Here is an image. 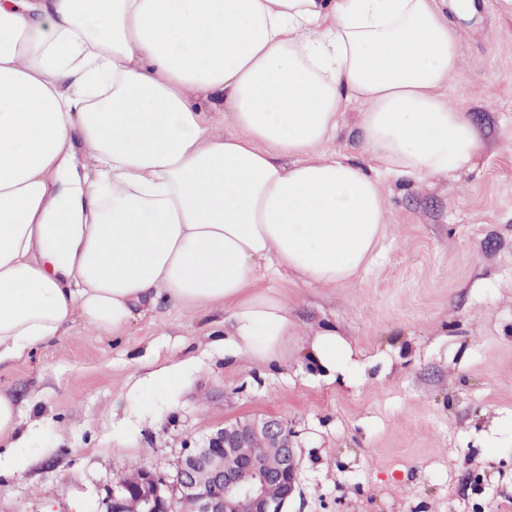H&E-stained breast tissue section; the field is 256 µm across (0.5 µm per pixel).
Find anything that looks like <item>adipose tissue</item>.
Listing matches in <instances>:
<instances>
[{
    "label": "adipose tissue",
    "mask_w": 512,
    "mask_h": 512,
    "mask_svg": "<svg viewBox=\"0 0 512 512\" xmlns=\"http://www.w3.org/2000/svg\"><path fill=\"white\" fill-rule=\"evenodd\" d=\"M458 60L436 0H0V367L162 303L223 308L225 360H285L298 324L260 272L352 280L385 233L382 180L483 150L443 96ZM353 99L366 164L325 149ZM303 354L349 384L335 327ZM32 440L0 390V477L23 476Z\"/></svg>",
    "instance_id": "obj_1"
}]
</instances>
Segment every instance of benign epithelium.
Here are the masks:
<instances>
[{
    "instance_id": "1",
    "label": "benign epithelium",
    "mask_w": 512,
    "mask_h": 512,
    "mask_svg": "<svg viewBox=\"0 0 512 512\" xmlns=\"http://www.w3.org/2000/svg\"><path fill=\"white\" fill-rule=\"evenodd\" d=\"M298 459L287 425L272 415L224 423L184 449L173 474L145 467L119 490H109L103 512H284L297 489Z\"/></svg>"
}]
</instances>
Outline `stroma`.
<instances>
[{
    "mask_svg": "<svg viewBox=\"0 0 512 512\" xmlns=\"http://www.w3.org/2000/svg\"><path fill=\"white\" fill-rule=\"evenodd\" d=\"M459 65L446 99L483 130L474 166L382 181L386 234L353 281L283 293L298 335L281 364H228L207 337L216 311L163 304L123 335L75 325L0 371L49 454L0 480V512H101L132 465L172 474L224 422L281 418L299 461L285 512H512V0L452 17ZM347 103L339 151L367 160ZM332 324L351 343L349 386L311 378L298 352ZM199 358L176 392L118 407L149 354Z\"/></svg>",
    "mask_w": 512,
    "mask_h": 512,
    "instance_id": "obj_1",
    "label": "stroma"
}]
</instances>
